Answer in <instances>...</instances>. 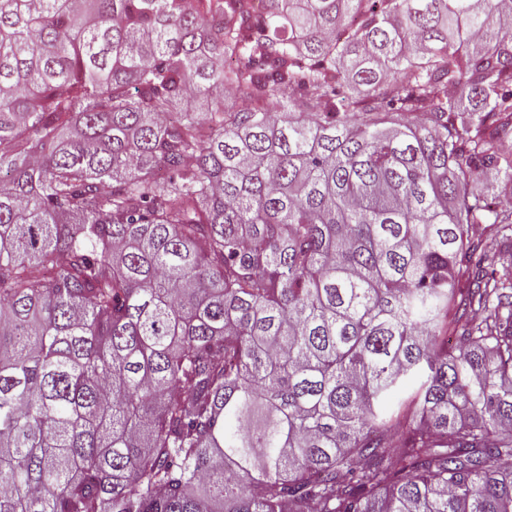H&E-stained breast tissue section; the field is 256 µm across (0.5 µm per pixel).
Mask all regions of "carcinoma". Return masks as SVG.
<instances>
[{
	"instance_id": "cac0c4a2",
	"label": "carcinoma",
	"mask_w": 512,
	"mask_h": 512,
	"mask_svg": "<svg viewBox=\"0 0 512 512\" xmlns=\"http://www.w3.org/2000/svg\"><path fill=\"white\" fill-rule=\"evenodd\" d=\"M509 140L512 0H0V512H512Z\"/></svg>"
}]
</instances>
